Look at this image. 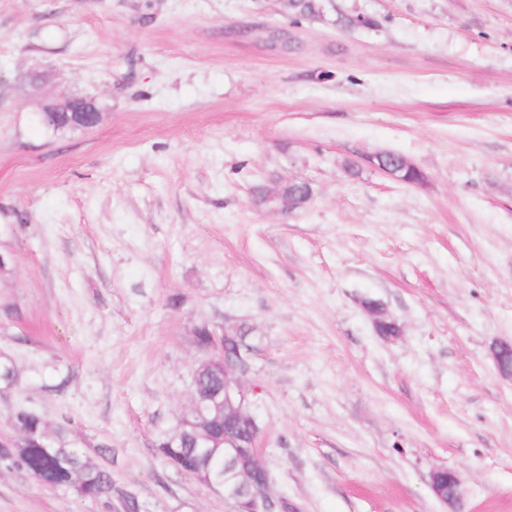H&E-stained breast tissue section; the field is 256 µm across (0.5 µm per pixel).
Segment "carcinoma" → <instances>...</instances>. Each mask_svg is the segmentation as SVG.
Returning a JSON list of instances; mask_svg holds the SVG:
<instances>
[{
	"label": "carcinoma",
	"mask_w": 512,
	"mask_h": 512,
	"mask_svg": "<svg viewBox=\"0 0 512 512\" xmlns=\"http://www.w3.org/2000/svg\"><path fill=\"white\" fill-rule=\"evenodd\" d=\"M295 19H312L323 10L321 0H288L285 7ZM247 330L240 328L236 340L223 345L216 364H202L196 374L193 397L197 411L171 435L169 444L179 454L182 469L189 475L210 474L224 479V363L241 371L236 347L245 341ZM17 372L11 358L0 356V386L9 389ZM12 434L0 439V462L25 469L43 486L72 493L85 500L112 507V497L123 498L126 512H144L131 492H114L111 474L90 463L75 443L65 440L66 431L50 428L43 417L22 407L10 416ZM167 444V445H169ZM162 445V448H167Z\"/></svg>",
	"instance_id": "cac0c4a2"
}]
</instances>
